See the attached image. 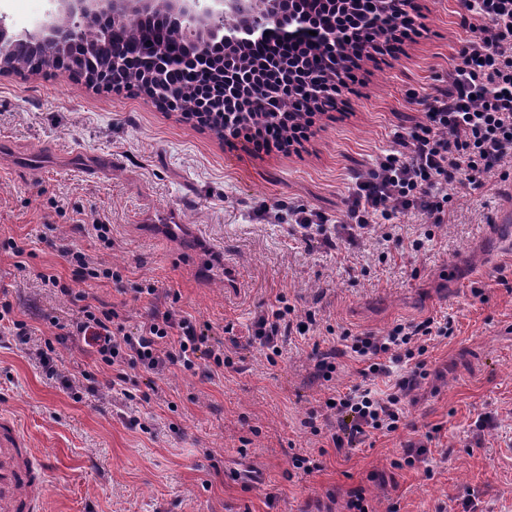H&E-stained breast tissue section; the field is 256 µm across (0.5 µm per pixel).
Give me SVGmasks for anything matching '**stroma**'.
<instances>
[{"instance_id": "stroma-1", "label": "stroma", "mask_w": 512, "mask_h": 512, "mask_svg": "<svg viewBox=\"0 0 512 512\" xmlns=\"http://www.w3.org/2000/svg\"><path fill=\"white\" fill-rule=\"evenodd\" d=\"M419 5L427 34L398 57L365 62L346 108L319 115L310 139L289 152L229 147L140 93L61 74L0 75V301L12 303L14 319L35 343L53 338L42 315L70 303L40 288L37 275L49 269L121 308L132 326L153 306L176 305L238 358L236 369L211 375L171 367L158 396L133 373L128 400L111 389V368L70 343L55 344L49 380L27 347L0 338V415L45 462L46 512H314L330 490L335 512H346L356 488L371 512H444L468 492L477 512H512V244L495 221L512 211V185H449L452 222L416 252L408 242L419 222L402 220L395 233L407 245L386 258L378 238L328 251L290 226L297 205L342 211L353 177L390 149L397 126L420 117L410 94L452 70L459 0ZM0 18L23 33L53 14L49 0H0ZM100 221L112 227L110 242L91 231ZM170 224L182 234L169 237ZM10 239L28 254L27 275L3 248ZM66 247L119 270L121 282L82 281ZM231 259L239 286L228 291ZM147 283L156 295L133 299ZM279 294L298 316L315 312L317 330L291 337L274 364L260 347L234 349L230 335L246 334ZM442 313L454 334L430 349L405 428L370 447L323 448L303 420L362 380L348 356L331 381L317 378L311 353L333 346L327 327L381 334ZM432 429L425 462L402 465L403 442ZM298 454L319 456L322 470L304 475Z\"/></svg>"}]
</instances>
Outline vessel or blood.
I'll list each match as a JSON object with an SVG mask.
<instances>
[{"label": "vessel or blood", "instance_id": "obj_1", "mask_svg": "<svg viewBox=\"0 0 512 512\" xmlns=\"http://www.w3.org/2000/svg\"><path fill=\"white\" fill-rule=\"evenodd\" d=\"M48 473L24 433L0 417V512H43Z\"/></svg>", "mask_w": 512, "mask_h": 512}]
</instances>
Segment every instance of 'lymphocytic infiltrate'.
I'll return each instance as SVG.
<instances>
[{
  "label": "lymphocytic infiltrate",
  "instance_id": "obj_1",
  "mask_svg": "<svg viewBox=\"0 0 512 512\" xmlns=\"http://www.w3.org/2000/svg\"><path fill=\"white\" fill-rule=\"evenodd\" d=\"M465 8V35L455 47L453 71L448 80L421 94L422 119L395 132L393 148L376 158L367 175L357 177L343 219L303 206L292 210L303 241L316 240L338 251L376 232L399 246L402 238L388 230L394 220L449 221L455 211L450 183L475 191L492 181H512V0H466ZM424 31L415 16L403 12L389 29L364 34L363 40L373 53L392 56ZM38 278L42 287L71 304L66 315L48 318L57 340L71 342L97 364L110 367L113 385L127 382L137 368L150 374L153 389L174 364L190 372L204 364L235 366L230 355L211 345L208 326L197 325L175 307L152 309L131 327L121 310L94 304L89 293L74 292L58 274L43 271ZM315 323L311 313L298 321L294 306L279 294L255 314L244 344L261 347L272 362L302 325ZM453 332L445 315L398 323L382 334L343 331L340 348L317 352L318 370L331 380L337 356L346 353L363 362L362 380L337 394L319 414L309 415L304 427L339 449L396 434L406 403L428 375L430 348ZM395 364L403 365L402 376L387 390H376L375 380L390 376Z\"/></svg>",
  "mask_w": 512,
  "mask_h": 512
}]
</instances>
